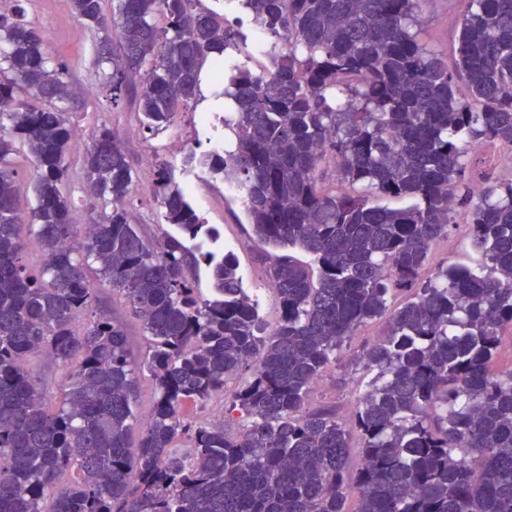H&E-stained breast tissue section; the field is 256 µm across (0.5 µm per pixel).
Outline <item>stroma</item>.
I'll return each instance as SVG.
<instances>
[{
	"label": "stroma",
	"instance_id": "1",
	"mask_svg": "<svg viewBox=\"0 0 512 512\" xmlns=\"http://www.w3.org/2000/svg\"><path fill=\"white\" fill-rule=\"evenodd\" d=\"M200 5L218 12L225 25L243 34L239 51L232 54L234 62L255 72L267 65V58L256 49L259 38L248 9L238 6L235 0H200ZM17 7L24 21L40 30L50 31L47 46L52 61L68 69L71 81L79 89L67 106L77 131L66 159L69 177L64 186V193L72 203L73 223L92 224L100 221L105 213L101 200L88 192L83 160L96 132L101 127H108L121 139L133 170L134 184L126 208L130 222L136 225L141 236L157 242L174 231L173 226L162 222L159 208L150 194L154 174L152 167L145 164L144 157L155 152L167 158L176 180L184 187L188 200L207 227L223 239L225 246L232 248L244 287L252 290L263 287L267 248L252 234L242 196L225 194L220 177L184 163L185 153L202 154L207 150V132L198 124L197 115L207 111L210 101L220 90L219 84L204 78L201 84L204 99L197 108L181 112L168 127L149 131L143 126L133 98H126L118 109H106L104 72L98 62L99 35L82 28L71 10L70 0H19ZM468 8V0H429L419 10L418 37L445 63H452L456 55L458 22ZM175 138L183 140L184 154H170L169 143ZM383 326V320L377 319L356 330L341 361L323 373L312 386L311 404H329L343 409L350 399L358 396L360 372L352 365L351 358L372 341Z\"/></svg>",
	"mask_w": 512,
	"mask_h": 512
}]
</instances>
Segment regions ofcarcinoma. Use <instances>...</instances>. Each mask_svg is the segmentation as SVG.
<instances>
[{
    "mask_svg": "<svg viewBox=\"0 0 512 512\" xmlns=\"http://www.w3.org/2000/svg\"><path fill=\"white\" fill-rule=\"evenodd\" d=\"M421 2L243 0L267 38L257 73L225 64L240 34L200 0H118L115 18L102 0H71L82 26L104 33L107 107L139 76L151 131L199 103L206 62L223 74L233 146L188 163L236 184L254 237L275 249L272 329L234 254L215 262L191 245L205 224L157 154L150 193L177 233L150 243L129 223L132 170L105 126L84 170L111 210L77 236L63 193L75 87L44 36L0 10V512H347L351 495L357 512H512V369H493L512 331V180L489 175L475 196L467 163L478 144L512 150V0H472L450 67L418 39ZM21 94L33 101L22 111ZM17 142L34 165L38 275L25 264ZM326 166L345 190L320 186ZM460 214L467 262L422 278ZM105 287L141 322L142 358L124 323L96 311ZM385 315L359 356L368 380L349 417L310 407L345 341ZM41 354L64 371L59 394L28 370ZM243 368L237 430L186 418ZM146 372L155 404L143 420L133 395Z\"/></svg>",
    "mask_w": 512,
    "mask_h": 512,
    "instance_id": "cac0c4a2",
    "label": "carcinoma"
}]
</instances>
